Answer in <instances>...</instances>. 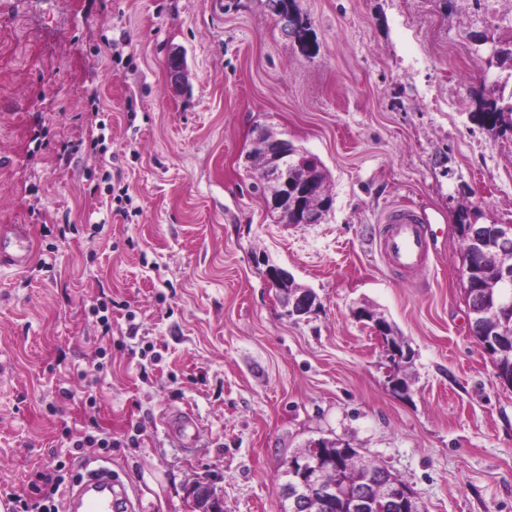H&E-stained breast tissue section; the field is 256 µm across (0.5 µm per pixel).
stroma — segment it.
I'll return each instance as SVG.
<instances>
[{"instance_id":"obj_1","label":"stroma","mask_w":512,"mask_h":512,"mask_svg":"<svg viewBox=\"0 0 512 512\" xmlns=\"http://www.w3.org/2000/svg\"><path fill=\"white\" fill-rule=\"evenodd\" d=\"M499 7L293 0L306 53L267 0H0V226L32 241L0 266V502L36 506L87 432L72 474L111 463L136 512H193L199 482L224 512H281L286 462L321 439L422 512H512V387L470 332L458 231L512 224V132L472 118L493 79L512 93L474 44L512 41ZM261 130L318 159L323 223H280L253 190ZM396 207L438 227L412 273L381 254ZM270 266L316 293L309 314ZM363 308L409 344L407 390ZM179 413L194 444L162 424ZM266 276L276 288H279L282 291L283 304L288 308L289 315H306L315 307L316 295H312L305 290L288 297V292L291 290L299 291L304 289L295 285L294 279L291 282V286H293V288H289V282L292 275L288 273V271L271 266L267 269Z\"/></svg>"}]
</instances>
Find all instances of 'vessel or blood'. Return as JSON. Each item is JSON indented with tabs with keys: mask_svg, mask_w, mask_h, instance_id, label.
I'll list each match as a JSON object with an SVG mask.
<instances>
[{
	"mask_svg": "<svg viewBox=\"0 0 512 512\" xmlns=\"http://www.w3.org/2000/svg\"><path fill=\"white\" fill-rule=\"evenodd\" d=\"M386 224L382 246L389 265L402 271L422 267L429 253V241L420 215L414 211H394L387 215ZM0 260L18 268L27 266L28 240L22 225H13L0 233ZM67 506L68 512H128L130 501L111 472L92 471L72 491Z\"/></svg>",
	"mask_w": 512,
	"mask_h": 512,
	"instance_id": "b4317fda",
	"label": "vessel or blood"
}]
</instances>
